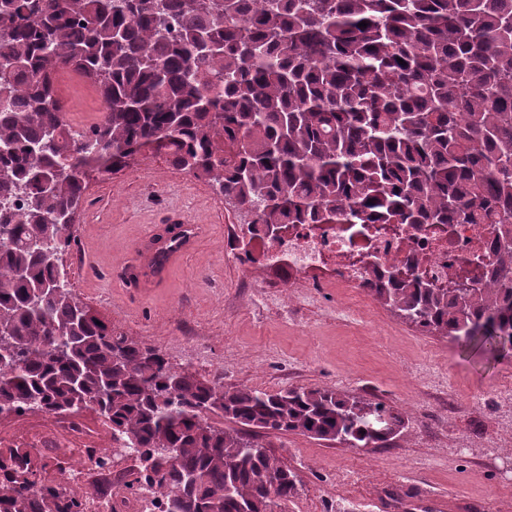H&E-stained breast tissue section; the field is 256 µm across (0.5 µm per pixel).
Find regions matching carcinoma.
<instances>
[{"label":"carcinoma","instance_id":"cac0c4a2","mask_svg":"<svg viewBox=\"0 0 512 512\" xmlns=\"http://www.w3.org/2000/svg\"><path fill=\"white\" fill-rule=\"evenodd\" d=\"M64 70L104 104L84 131L56 94ZM141 150L245 224L512 225V0H0V329L16 344L0 406L97 411L149 460L127 487L176 512H285L296 476L262 434L365 450L410 417L333 387H225L83 303L45 248L75 242L87 174ZM465 263L491 275L463 295L411 262L366 287L423 333L511 357L512 234ZM81 507L43 466L0 478V512Z\"/></svg>","mask_w":512,"mask_h":512}]
</instances>
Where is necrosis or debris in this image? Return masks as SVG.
<instances>
[{
    "instance_id": "necrosis-or-debris-1",
    "label": "necrosis or debris",
    "mask_w": 512,
    "mask_h": 512,
    "mask_svg": "<svg viewBox=\"0 0 512 512\" xmlns=\"http://www.w3.org/2000/svg\"><path fill=\"white\" fill-rule=\"evenodd\" d=\"M494 235L490 224H291L279 239H270L262 225L252 234L235 236L238 256H260L283 279L317 269L334 268L341 288H361L371 267H385L414 258L420 272L439 286H447L465 270L466 258L487 251ZM78 436L68 464L59 478L81 485L86 462L102 457L96 440L86 436L85 419L79 413L55 414L50 427L36 431L30 447H50L52 430Z\"/></svg>"
}]
</instances>
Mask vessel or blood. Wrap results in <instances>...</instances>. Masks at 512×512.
<instances>
[{"label":"vessel or blood","instance_id":"b4317fda","mask_svg":"<svg viewBox=\"0 0 512 512\" xmlns=\"http://www.w3.org/2000/svg\"><path fill=\"white\" fill-rule=\"evenodd\" d=\"M167 221L179 225L177 236L153 234L143 239L137 248L140 287L149 288L164 282L173 265L196 248L200 225L185 223L183 216L176 212L170 213Z\"/></svg>","mask_w":512,"mask_h":512}]
</instances>
